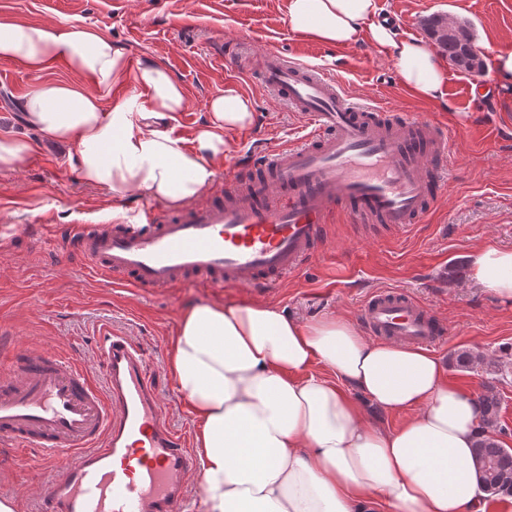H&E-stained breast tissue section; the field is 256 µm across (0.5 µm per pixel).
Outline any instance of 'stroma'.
<instances>
[{
    "mask_svg": "<svg viewBox=\"0 0 512 512\" xmlns=\"http://www.w3.org/2000/svg\"><path fill=\"white\" fill-rule=\"evenodd\" d=\"M379 6L397 19L403 38L426 39L425 20L440 15L470 23L481 59L512 48V0H379ZM36 21L92 28L127 58L169 70L188 101L172 124L178 137L205 120L207 97L236 85L253 101L254 122L230 134L233 159L260 142L297 143L307 123L255 79L212 66L208 49L220 39L257 55L272 49L334 75L358 104L447 125L454 155L434 212L411 233L353 222L340 209L303 271L266 291L186 283L147 293L100 286L81 258L62 254L53 237L55 227L68 224L134 223L143 193H129L122 212H113L111 193L81 178L74 149L34 142L18 169L0 173V334L8 342L68 352L94 369L99 330L111 326L146 352L167 422L192 435L195 420L168 368L170 341L188 307L252 300L301 321L329 312L357 321L371 292L398 289L447 326L448 336L434 352L445 356L471 348L503 363L506 379L499 383L481 367L449 376L474 396L493 389L502 400V419L512 424V299L496 297L469 279L471 256L479 247L492 242L512 248V123L499 137L484 133L512 114V92L470 100L469 74L452 68L442 96L423 100L401 84L388 51L373 43L368 31L343 47L320 43L289 27L285 0H0V23ZM43 77L69 82L76 75L62 60L41 77L22 62L0 60V125L18 124L21 102ZM51 482L38 461L15 471L0 447V497L14 499L18 512H31Z\"/></svg>",
    "mask_w": 512,
    "mask_h": 512,
    "instance_id": "1",
    "label": "stroma"
}]
</instances>
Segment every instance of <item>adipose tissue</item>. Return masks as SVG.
I'll return each instance as SVG.
<instances>
[{"instance_id":"adipose-tissue-1","label":"adipose tissue","mask_w":512,"mask_h":512,"mask_svg":"<svg viewBox=\"0 0 512 512\" xmlns=\"http://www.w3.org/2000/svg\"><path fill=\"white\" fill-rule=\"evenodd\" d=\"M378 0H286L297 32L335 46L355 41ZM403 86L436 99L443 60L390 27L370 30ZM0 59L35 73L66 61L75 82L45 81L22 104L24 126L73 147L83 179L121 200L133 191L180 203L215 179L226 135L252 125V101L233 86L211 96L189 136L162 129L187 100L162 66L129 72L124 51L90 30L46 22L0 23ZM90 78L87 92L82 78ZM132 78L148 98H116ZM471 277L512 298V249L489 243ZM170 370L198 421L205 512H486L473 448L484 425L477 399L450 382L424 347L369 340L328 313L302 322L262 302L198 304L170 342ZM405 414L390 428L367 407Z\"/></svg>"}]
</instances>
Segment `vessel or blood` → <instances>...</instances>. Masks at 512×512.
<instances>
[{
    "label": "vessel or blood",
    "mask_w": 512,
    "mask_h": 512,
    "mask_svg": "<svg viewBox=\"0 0 512 512\" xmlns=\"http://www.w3.org/2000/svg\"><path fill=\"white\" fill-rule=\"evenodd\" d=\"M213 59L245 67L235 44ZM257 79L314 132L231 164L223 201L174 213L149 204L141 224H75L60 236L67 251L102 282L141 291L269 286L309 263L337 209L397 230L432 213L450 157L446 128L353 103L335 78L275 51L261 56ZM362 320L386 340L430 345L448 334L395 289L372 292ZM99 352L98 377L70 353L11 350L0 365V445L14 469L37 456L53 473L36 512H176L194 468L188 437L167 424L140 347L107 329Z\"/></svg>",
    "instance_id": "obj_1"
}]
</instances>
